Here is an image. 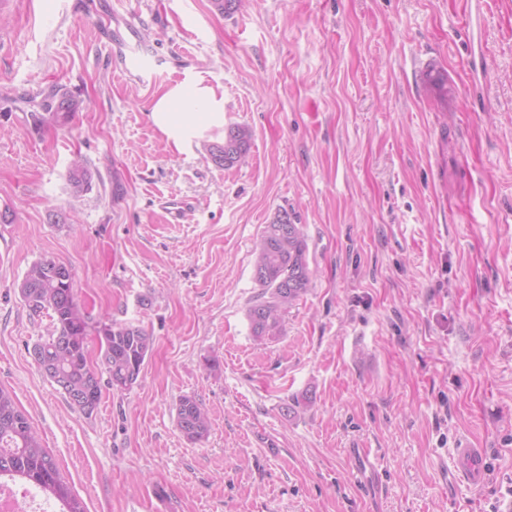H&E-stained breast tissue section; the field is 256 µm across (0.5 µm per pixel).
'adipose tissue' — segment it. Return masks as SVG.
Returning a JSON list of instances; mask_svg holds the SVG:
<instances>
[{
  "label": "adipose tissue",
  "mask_w": 512,
  "mask_h": 512,
  "mask_svg": "<svg viewBox=\"0 0 512 512\" xmlns=\"http://www.w3.org/2000/svg\"><path fill=\"white\" fill-rule=\"evenodd\" d=\"M149 120L171 148L186 152L207 134H223L224 98L203 78L187 77L154 98Z\"/></svg>",
  "instance_id": "obj_1"
}]
</instances>
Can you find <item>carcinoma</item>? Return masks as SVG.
I'll return each instance as SVG.
<instances>
[{
    "label": "carcinoma",
    "instance_id": "carcinoma-1",
    "mask_svg": "<svg viewBox=\"0 0 512 512\" xmlns=\"http://www.w3.org/2000/svg\"><path fill=\"white\" fill-rule=\"evenodd\" d=\"M48 108L55 116H67L79 103L67 95L53 99ZM249 128L230 127L229 141L237 145L235 164L245 161L251 147ZM92 179L81 161L73 163L68 181L73 193L80 194ZM280 209L265 225L255 245L254 278L262 293L248 310L251 331L256 339L273 338L281 332L283 315L305 294L311 282L307 245L299 225L279 234ZM68 265L54 260L33 263L25 272L19 293L35 312H50L53 329L47 339L32 347L30 355L38 368L66 396L71 406L86 415L97 408L102 388L99 372L89 361L87 338L80 328L88 326L87 316L79 309L72 288L73 277L65 274ZM110 330L98 336L100 364L108 374V385L115 391L130 390L138 381L147 356L153 349V337L140 327L109 324ZM178 426L192 442L204 440L209 433V417L195 397L184 395L177 407ZM32 483L45 495L62 505V512H85L73 495L56 461L42 446L28 418L18 407L13 392L0 387V479Z\"/></svg>",
    "mask_w": 512,
    "mask_h": 512
}]
</instances>
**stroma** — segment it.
<instances>
[{
    "mask_svg": "<svg viewBox=\"0 0 512 512\" xmlns=\"http://www.w3.org/2000/svg\"><path fill=\"white\" fill-rule=\"evenodd\" d=\"M0 13V387L87 512H504L512 502V0H9ZM140 16L157 59L115 72L102 27ZM442 64L459 97L416 77ZM189 73L252 132L214 165L153 128ZM67 94V118L45 108ZM92 172L73 194L76 158ZM190 208L173 221L163 203ZM287 209L312 272L256 341L254 245ZM65 210L66 223L50 212ZM74 271L89 326L154 339L139 380L92 415L38 369L51 331L19 284ZM206 439L177 424L181 396ZM292 412H285V405ZM487 481L454 477L459 439ZM371 449L370 467L353 461ZM178 426L189 441L204 440L209 433V417L195 397L184 395L177 407Z\"/></svg>",
    "mask_w": 512,
    "mask_h": 512,
    "instance_id": "obj_1",
    "label": "stroma"
}]
</instances>
